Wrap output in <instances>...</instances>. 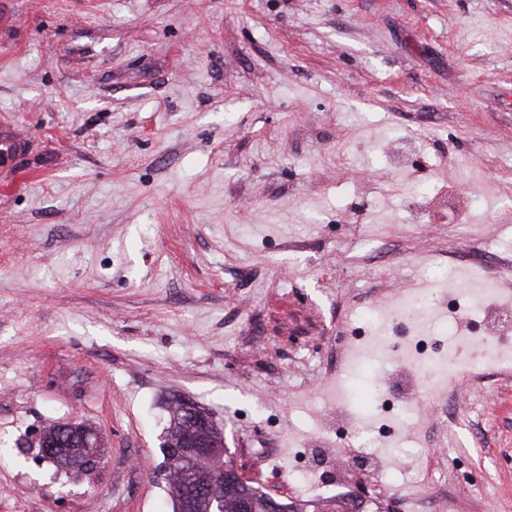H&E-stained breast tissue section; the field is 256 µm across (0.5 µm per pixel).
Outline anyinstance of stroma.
<instances>
[{
	"label": "stroma",
	"instance_id": "35a3bbf8",
	"mask_svg": "<svg viewBox=\"0 0 512 512\" xmlns=\"http://www.w3.org/2000/svg\"><path fill=\"white\" fill-rule=\"evenodd\" d=\"M4 137L0 512H172L179 400L299 512H512V368L419 386L346 338L448 261L512 307V0H0ZM378 381L447 488L337 438ZM73 419L91 475L22 454ZM83 425L82 423L80 425L76 424V421H71L68 423H63L60 425L63 431L65 430H72L75 433H77L80 437V446L81 448H76L78 452L83 455L86 458H90L92 460L98 461L99 459V445L98 441L94 436H88L87 434L81 435L79 433V427ZM87 426L83 425L82 432L88 433L89 435H92L93 433L91 431L87 430Z\"/></svg>",
	"mask_w": 512,
	"mask_h": 512
}]
</instances>
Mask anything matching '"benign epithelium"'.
I'll return each instance as SVG.
<instances>
[{
  "instance_id": "7a95c632",
  "label": "benign epithelium",
  "mask_w": 512,
  "mask_h": 512,
  "mask_svg": "<svg viewBox=\"0 0 512 512\" xmlns=\"http://www.w3.org/2000/svg\"><path fill=\"white\" fill-rule=\"evenodd\" d=\"M190 422L196 426L184 432L177 441L167 440L164 447L181 448V480L173 494L176 512H213L224 503V491H237L244 477L235 468L224 466V449L210 448L203 444L197 426L201 425L203 415L193 408L186 409ZM59 444L39 435L36 439V451L32 459L37 465L59 463ZM78 452L92 460L99 459L98 441L93 436H80ZM207 465L208 481L200 485L196 481L199 467Z\"/></svg>"
}]
</instances>
